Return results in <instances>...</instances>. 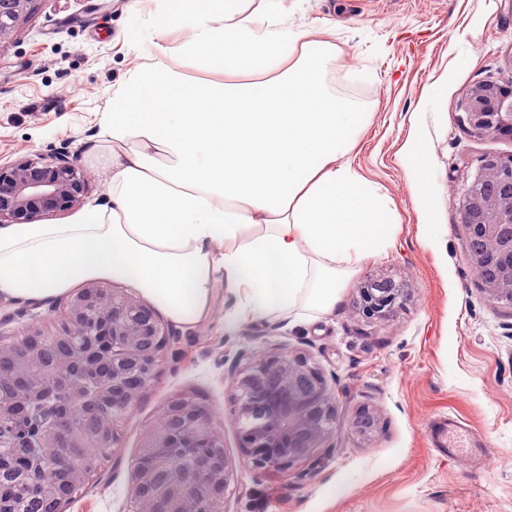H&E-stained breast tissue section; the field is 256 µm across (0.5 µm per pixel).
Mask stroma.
I'll return each mask as SVG.
<instances>
[{
  "label": "stroma",
  "instance_id": "obj_1",
  "mask_svg": "<svg viewBox=\"0 0 512 512\" xmlns=\"http://www.w3.org/2000/svg\"><path fill=\"white\" fill-rule=\"evenodd\" d=\"M154 0H32L0 41V164L74 155L88 173L82 203L107 199L93 146L112 92L153 54ZM288 24L326 30L342 55L329 85L364 103L372 122L350 154L397 216L384 251L366 258L326 313L250 317L218 285L211 316L158 321L170 338L153 378L118 426V446L64 512H130L132 468L166 407L191 400L220 428L234 478L224 512H512V303L483 289L469 261L462 192L482 157L512 156V138L478 136L461 106L476 85L512 72V0H292ZM424 129L432 165L416 189L401 150ZM389 279L406 299L387 318L355 310L366 279ZM66 297L0 300V338L48 334ZM285 350L307 358L336 397L327 447L291 472L242 460L231 369ZM362 408L378 426L362 437ZM482 444L449 458L430 437L443 416Z\"/></svg>",
  "mask_w": 512,
  "mask_h": 512
}]
</instances>
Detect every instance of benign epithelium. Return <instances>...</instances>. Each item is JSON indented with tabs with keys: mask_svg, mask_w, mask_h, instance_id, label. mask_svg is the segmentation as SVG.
Wrapping results in <instances>:
<instances>
[{
	"mask_svg": "<svg viewBox=\"0 0 512 512\" xmlns=\"http://www.w3.org/2000/svg\"><path fill=\"white\" fill-rule=\"evenodd\" d=\"M31 0H0V40L8 37ZM463 122L477 135L512 137V78L502 77L472 88L462 104ZM87 179L76 158L60 151L49 158L0 166V221L26 223L71 209L86 191ZM463 222L469 257L484 289L512 303V157L485 156L463 195ZM406 299L404 290L383 280L368 279L359 288L358 312L366 319L387 317ZM33 356L58 351L57 361L31 376L20 405L0 402V446L18 447L15 422L31 415L44 396L77 390L84 384L65 371L74 366L73 352L82 354L79 367L93 375L96 398L112 402V416L97 429L94 446L117 443L116 422L154 375L166 333L143 300L98 284H90L67 304V319L49 335L21 337ZM233 412L239 424L242 455L258 468L287 471L313 457L332 439L335 407L320 371L302 356L278 351L255 359L231 383ZM363 437L375 431V417L362 410L351 421ZM88 434L72 426L58 406L49 423H40L38 448L79 447ZM224 447L220 431L197 403L177 401L164 411L148 448H165L177 463L157 480L150 455L133 466L130 497L151 503L154 512H223L234 470L227 454L208 449ZM102 457L58 456L48 453L45 465L72 471L84 482Z\"/></svg>",
	"mask_w": 512,
	"mask_h": 512,
	"instance_id": "1",
	"label": "benign epithelium"
}]
</instances>
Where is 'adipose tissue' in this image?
I'll return each instance as SVG.
<instances>
[{"instance_id":"ef3b65f1","label":"adipose tissue","mask_w":512,"mask_h":512,"mask_svg":"<svg viewBox=\"0 0 512 512\" xmlns=\"http://www.w3.org/2000/svg\"><path fill=\"white\" fill-rule=\"evenodd\" d=\"M288 0H157V53L99 125L108 200L65 224L0 225V299L122 276L173 322L208 318L224 277L243 317L325 313L395 215L347 157L370 114L335 93L336 47L283 25ZM181 29L175 45L161 39ZM189 58L220 82L192 81Z\"/></svg>"}]
</instances>
